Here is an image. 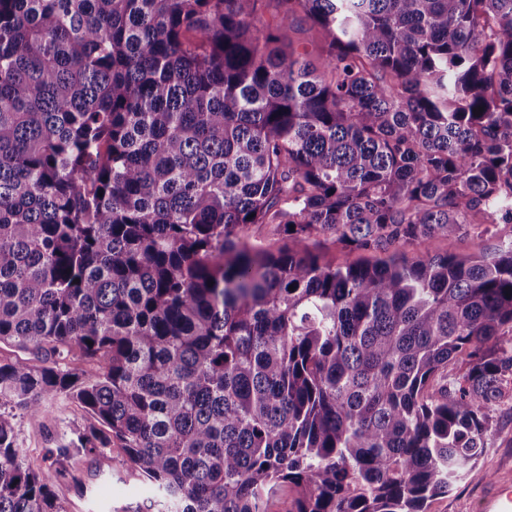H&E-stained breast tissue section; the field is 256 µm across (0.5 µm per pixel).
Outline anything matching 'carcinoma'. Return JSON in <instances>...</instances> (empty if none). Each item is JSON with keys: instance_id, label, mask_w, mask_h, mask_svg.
Segmentation results:
<instances>
[{"instance_id": "carcinoma-1", "label": "carcinoma", "mask_w": 512, "mask_h": 512, "mask_svg": "<svg viewBox=\"0 0 512 512\" xmlns=\"http://www.w3.org/2000/svg\"><path fill=\"white\" fill-rule=\"evenodd\" d=\"M262 2L0 0V343L41 355L0 359V512H65L16 431L61 397L89 419L57 473L122 449L157 491L132 512H428L489 448L512 0ZM465 224L500 245L392 257ZM293 26V37L299 50H306L312 59H317L320 47L324 42L321 31L312 26L303 13H298L290 19ZM241 238L248 247L262 246L271 250L284 243V235L276 232L272 226L250 225L244 230ZM308 245L311 251L321 255L325 261L336 264L355 263L367 256V254L360 251L336 244L331 237H314L309 241Z\"/></svg>"}]
</instances>
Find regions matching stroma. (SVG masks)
<instances>
[{
	"mask_svg": "<svg viewBox=\"0 0 512 512\" xmlns=\"http://www.w3.org/2000/svg\"><path fill=\"white\" fill-rule=\"evenodd\" d=\"M499 235L492 226L468 224L451 238L436 237L401 248L407 258L444 254L467 255L493 250ZM496 433L484 458L445 496L435 499L430 512H478L484 484L499 469L512 466V408L493 411ZM86 412L68 400L56 401L48 413L24 415L17 420L18 439L26 448L35 469L49 477L66 512H131L132 508L155 495L149 483L132 475L125 455L113 450L107 456L83 457L68 475L56 472L50 453L64 434L81 426Z\"/></svg>",
	"mask_w": 512,
	"mask_h": 512,
	"instance_id": "obj_1",
	"label": "stroma"
}]
</instances>
